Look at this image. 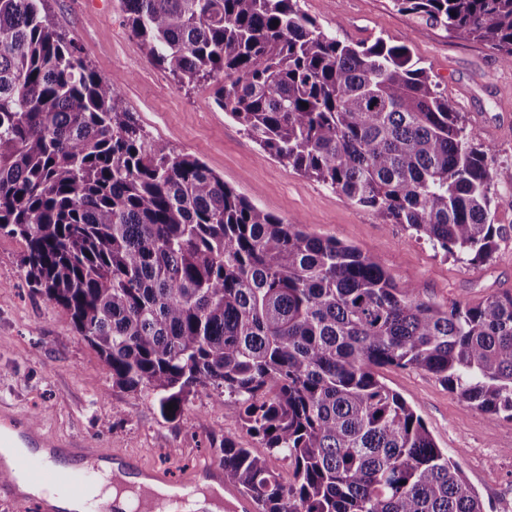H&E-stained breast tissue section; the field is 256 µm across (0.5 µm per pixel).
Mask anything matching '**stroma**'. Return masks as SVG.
Returning a JSON list of instances; mask_svg holds the SVG:
<instances>
[{"mask_svg":"<svg viewBox=\"0 0 512 512\" xmlns=\"http://www.w3.org/2000/svg\"><path fill=\"white\" fill-rule=\"evenodd\" d=\"M301 10L345 42L406 45L415 60L462 112L477 139L491 145L502 184L512 183V67L485 43L457 41L399 11L392 0H299ZM59 33L81 49L87 64L114 83L150 138L202 161L226 184L284 222L377 256L398 282L440 307L467 305L512 292V210L493 257L470 264L385 223L330 187L265 153L215 103L217 81L176 77L146 56L126 24L119 0H44ZM24 241L0 231V405L40 421L46 431L93 439L101 448L137 457L142 465L180 475L221 460L224 441L251 449L283 483L294 470L283 455L252 437L233 400L198 389L175 420L164 419L151 395L113 387L99 354L69 316L30 288ZM379 379L422 418L485 503L486 512H512V420L467 406L435 376L384 367Z\"/></svg>","mask_w":512,"mask_h":512,"instance_id":"obj_1","label":"stroma"}]
</instances>
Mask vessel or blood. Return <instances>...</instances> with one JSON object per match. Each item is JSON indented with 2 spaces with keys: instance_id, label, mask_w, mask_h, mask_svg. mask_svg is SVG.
Instances as JSON below:
<instances>
[{
  "instance_id": "obj_1",
  "label": "vessel or blood",
  "mask_w": 512,
  "mask_h": 512,
  "mask_svg": "<svg viewBox=\"0 0 512 512\" xmlns=\"http://www.w3.org/2000/svg\"><path fill=\"white\" fill-rule=\"evenodd\" d=\"M0 447L26 450L25 455L17 458L15 470L0 471V498L10 502L15 512H54L53 505L31 500L17 491L14 475L18 472L40 484L58 485L67 496L75 499L85 495L86 476H102L109 471L168 484L171 497L175 499L192 496L200 480L219 485L224 482L223 468L210 463L200 465L189 477L169 482L164 473L144 469L132 456L111 457L102 449L88 447L86 441L54 437L3 406L0 407ZM167 500L150 498L135 511L117 497L100 504L99 509L100 512H165Z\"/></svg>"
}]
</instances>
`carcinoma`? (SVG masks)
Segmentation results:
<instances>
[{
  "label": "carcinoma",
  "mask_w": 512,
  "mask_h": 512,
  "mask_svg": "<svg viewBox=\"0 0 512 512\" xmlns=\"http://www.w3.org/2000/svg\"><path fill=\"white\" fill-rule=\"evenodd\" d=\"M38 2L0 0V229L112 385L166 419L199 387L233 398L294 468L285 484L224 441V482L260 512H484L378 369L512 419V292L433 306L377 257L255 206L149 138ZM120 3L156 66L224 76L216 105L269 155L446 255L492 257L512 184L406 46L343 43L298 0ZM393 3L512 66V0Z\"/></svg>",
  "instance_id": "1"
}]
</instances>
